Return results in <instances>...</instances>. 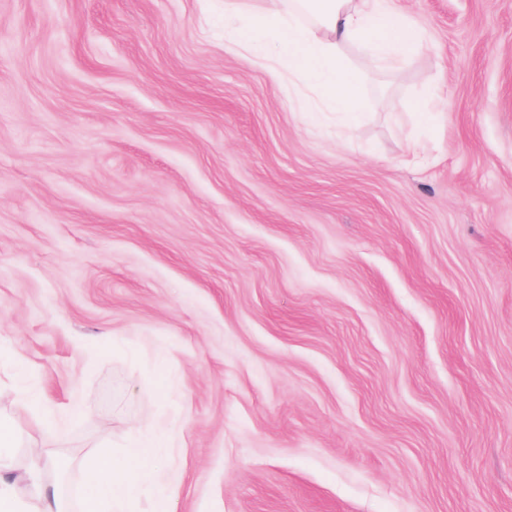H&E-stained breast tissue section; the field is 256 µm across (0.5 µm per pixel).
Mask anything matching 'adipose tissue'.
<instances>
[{
  "label": "adipose tissue",
  "mask_w": 512,
  "mask_h": 512,
  "mask_svg": "<svg viewBox=\"0 0 512 512\" xmlns=\"http://www.w3.org/2000/svg\"><path fill=\"white\" fill-rule=\"evenodd\" d=\"M268 8L249 21L248 36L230 38L238 52L271 68L299 72L307 91L295 101L300 112H336L357 117L364 108L357 81L341 78L337 65L350 46L368 43L373 62L392 68L419 47L422 33L404 19L395 0H268ZM176 425L132 428L121 453L107 451L84 459L83 512H137L141 501L152 512H172L176 490L172 471L159 468L168 457ZM13 427L0 421V512H23L12 477Z\"/></svg>",
  "instance_id": "1"
}]
</instances>
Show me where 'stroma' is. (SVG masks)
Wrapping results in <instances>:
<instances>
[{
  "label": "stroma",
  "instance_id": "stroma-1",
  "mask_svg": "<svg viewBox=\"0 0 512 512\" xmlns=\"http://www.w3.org/2000/svg\"><path fill=\"white\" fill-rule=\"evenodd\" d=\"M396 6L422 42L347 52L350 130L224 0H0L17 473L82 493L175 419L174 512H512V0Z\"/></svg>",
  "mask_w": 512,
  "mask_h": 512
}]
</instances>
